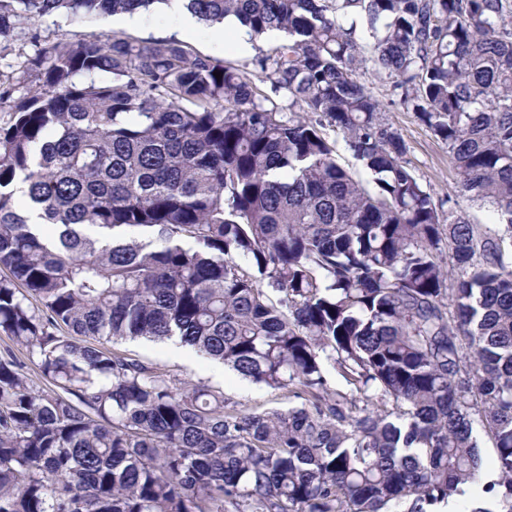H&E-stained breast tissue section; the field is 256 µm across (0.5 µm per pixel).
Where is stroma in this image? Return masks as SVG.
Wrapping results in <instances>:
<instances>
[{
  "instance_id": "35a3bbf8",
  "label": "stroma",
  "mask_w": 512,
  "mask_h": 512,
  "mask_svg": "<svg viewBox=\"0 0 512 512\" xmlns=\"http://www.w3.org/2000/svg\"><path fill=\"white\" fill-rule=\"evenodd\" d=\"M92 34L156 41L175 36L185 41L194 53L232 62L249 73L254 70L255 57L266 53L271 45L270 40L261 38L253 40L250 53L236 52L230 46L231 36L225 32L223 25L207 26L196 22L192 27H185L183 12L172 5L138 13L136 22L132 24L126 23L120 15H89L71 19L52 14L21 24L15 29L6 50L0 52V72L10 75L18 89H25L30 78L23 72L21 63L34 51L32 39L52 44L74 41ZM358 78L383 102L385 119L403 135L408 146L406 158L435 202L444 205L448 200H455L457 210L465 213L470 221L491 223L493 217L488 209L457 195L456 170L447 149L420 124L411 110L400 103L398 96L392 92L391 79L376 74L368 67L359 70ZM119 349L158 365L176 378L202 382L223 391L226 399L249 411L285 410L295 404L294 399L288 398L285 392L252 384L187 346H176L169 341L136 340L120 343Z\"/></svg>"
}]
</instances>
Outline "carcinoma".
<instances>
[{"mask_svg":"<svg viewBox=\"0 0 512 512\" xmlns=\"http://www.w3.org/2000/svg\"><path fill=\"white\" fill-rule=\"evenodd\" d=\"M166 2L0 0V38ZM185 2L280 38L253 74L175 36L37 43L0 91V330L50 384L0 357V512H438L477 484V432L512 512L508 0ZM368 63L495 223L435 203ZM138 339L299 404L246 412L112 348Z\"/></svg>","mask_w":512,"mask_h":512,"instance_id":"carcinoma-1","label":"carcinoma"}]
</instances>
